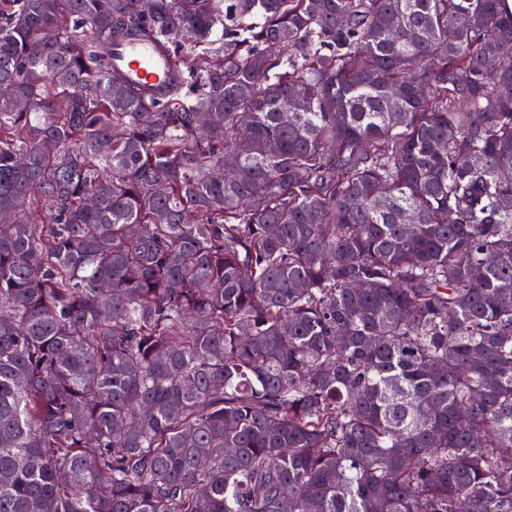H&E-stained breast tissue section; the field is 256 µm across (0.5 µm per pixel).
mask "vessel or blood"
I'll return each instance as SVG.
<instances>
[{
	"label": "vessel or blood",
	"mask_w": 512,
	"mask_h": 512,
	"mask_svg": "<svg viewBox=\"0 0 512 512\" xmlns=\"http://www.w3.org/2000/svg\"><path fill=\"white\" fill-rule=\"evenodd\" d=\"M112 62L124 71L131 83L156 92L163 91L179 77L172 54L151 41H133L116 47Z\"/></svg>",
	"instance_id": "1"
}]
</instances>
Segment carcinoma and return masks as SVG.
Masks as SVG:
<instances>
[{"label": "carcinoma", "mask_w": 512, "mask_h": 512, "mask_svg": "<svg viewBox=\"0 0 512 512\" xmlns=\"http://www.w3.org/2000/svg\"><path fill=\"white\" fill-rule=\"evenodd\" d=\"M0 512H512L506 0H0ZM112 63L124 71L131 83L155 92H163L180 75L172 54L151 41H133L116 47Z\"/></svg>", "instance_id": "obj_1"}]
</instances>
